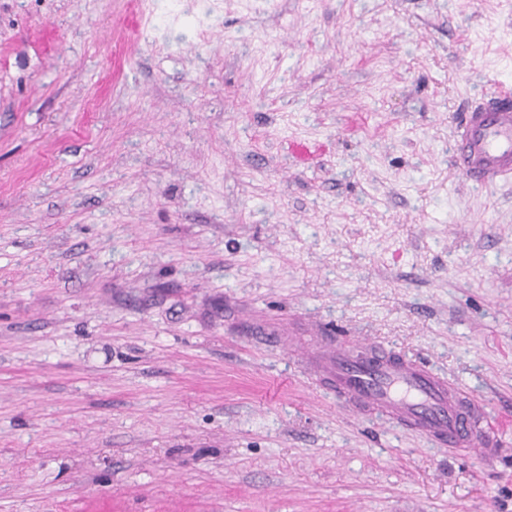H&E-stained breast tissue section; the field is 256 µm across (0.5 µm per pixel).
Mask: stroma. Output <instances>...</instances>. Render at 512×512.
I'll return each mask as SVG.
<instances>
[{"label":"stroma","instance_id":"35a3bbf8","mask_svg":"<svg viewBox=\"0 0 512 512\" xmlns=\"http://www.w3.org/2000/svg\"><path fill=\"white\" fill-rule=\"evenodd\" d=\"M0 0V512H512V184L452 165L512 0ZM424 359L493 456L312 383Z\"/></svg>","mask_w":512,"mask_h":512}]
</instances>
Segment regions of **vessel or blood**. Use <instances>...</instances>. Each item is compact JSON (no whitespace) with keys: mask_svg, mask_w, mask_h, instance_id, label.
I'll list each match as a JSON object with an SVG mask.
<instances>
[{"mask_svg":"<svg viewBox=\"0 0 512 512\" xmlns=\"http://www.w3.org/2000/svg\"><path fill=\"white\" fill-rule=\"evenodd\" d=\"M453 160L468 181L488 187L512 181V87L498 88L465 108L457 122ZM306 360L336 399L415 430L451 448L489 455L478 425L487 413L467 392L418 358L399 356L371 341L328 336Z\"/></svg>","mask_w":512,"mask_h":512,"instance_id":"vessel-or-blood-1","label":"vessel or blood"}]
</instances>
